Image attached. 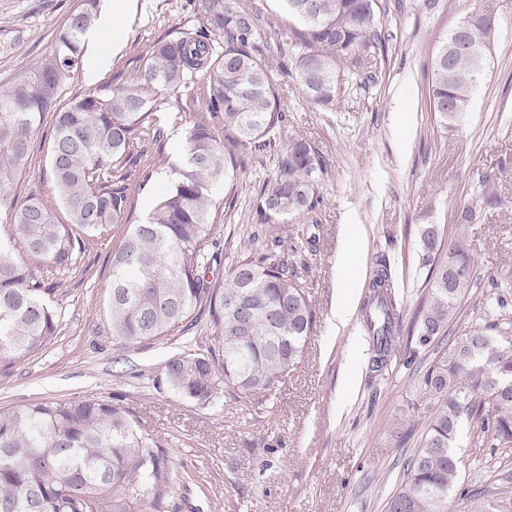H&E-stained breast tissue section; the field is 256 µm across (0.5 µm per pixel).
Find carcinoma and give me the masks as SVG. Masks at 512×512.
I'll return each mask as SVG.
<instances>
[{
	"instance_id": "carcinoma-1",
	"label": "carcinoma",
	"mask_w": 512,
	"mask_h": 512,
	"mask_svg": "<svg viewBox=\"0 0 512 512\" xmlns=\"http://www.w3.org/2000/svg\"><path fill=\"white\" fill-rule=\"evenodd\" d=\"M198 29L154 44L141 72L105 95L62 105L58 95L83 61L84 39L98 0H81L52 53L34 70L0 89V213L13 227L0 243V366L9 368L44 350L62 326V308L43 298L33 269L18 250L57 274L72 270L91 242L122 221L127 204V163L133 140L155 144L164 130L145 122L154 99L149 88L188 89L204 82L203 98L221 113L227 135L219 141L200 120L187 131L185 162L142 224L130 225L112 253L108 316L114 339L137 345L169 336L207 312L218 329L221 358L183 353L165 363L158 386L208 405L224 390L266 396L303 360L314 307L300 271L301 248L267 237L262 249L239 260L220 285L207 273L224 262L212 219L218 182L244 152L278 148L274 174L260 191L257 213L270 224L315 212L325 173L320 155L304 138L283 136L286 113L271 70L262 63L292 48L294 80L309 101L333 106L340 73L375 78L388 31L378 0H284L298 26L275 37L234 0H192ZM498 34L496 19L470 15L448 32L435 53L431 109L443 127L461 125L475 89L489 74ZM54 119L49 150L52 193L66 210H54L32 192L20 197L16 177L27 167L31 140L46 115ZM486 171L460 223L498 207ZM419 250L431 266L428 295L419 310L418 341L448 334L460 298L475 286L473 259L460 241H443L436 224L421 225ZM372 284L365 325L374 349L372 370L387 366L401 328L387 262ZM435 406L421 446L404 462V480L388 512H448L460 460L455 445L465 424L512 442V342L472 327L419 379ZM170 465L159 439L122 405L100 397L49 400L0 411V512H160Z\"/></svg>"
}]
</instances>
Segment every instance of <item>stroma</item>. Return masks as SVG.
I'll return each instance as SVG.
<instances>
[{
    "instance_id": "35a3bbf8",
    "label": "stroma",
    "mask_w": 512,
    "mask_h": 512,
    "mask_svg": "<svg viewBox=\"0 0 512 512\" xmlns=\"http://www.w3.org/2000/svg\"><path fill=\"white\" fill-rule=\"evenodd\" d=\"M390 39L376 78H341L336 105L310 103L293 81L294 61L285 54L269 65L280 88L288 131L319 152L327 172L319 185L323 204L316 213L288 219L278 231L315 235L305 275L315 303L308 349L268 397L224 393L200 406L155 387L165 362L194 350L218 347L207 318L158 341L124 346L112 337L106 301L112 282V253L128 225L145 221L176 176L188 129L206 106L187 89H150L158 102L153 125L163 140L149 155L133 159L128 204L121 224L95 241L65 276L29 259L49 294L62 307V327L50 346L0 368V410L56 399L89 396L118 402L161 439L170 459L171 482L165 512H387L403 478L404 460L418 448L429 416L416 391L413 370L426 368L452 340L474 326L498 324L512 333V287H500L512 272V0H380ZM79 0H0V86L38 67L56 45ZM490 8L500 29L487 79L476 89L460 129L448 131L429 107L432 62L449 31L468 15ZM198 25L188 0H133L121 41L107 68L92 53L60 92V102L104 93L132 79L149 48L178 38ZM52 118L33 137L32 160L21 176L22 193L52 200L48 148ZM507 175L495 190L499 208L479 223L460 225L459 215L474 198L489 165ZM277 167L273 151L242 156L233 173L235 202L224 207L218 189L216 235L224 246L225 279L236 261L257 248L252 237L265 232L256 212L263 183ZM361 225L359 281L354 312L336 325L345 225ZM440 225L447 237H461L474 259L477 284L450 320L449 335L419 345L415 317L426 292V269L418 257V229ZM386 261L401 305V331L383 373L371 370L374 355L365 330L363 304L379 261ZM413 424L403 435L400 423ZM457 453L461 476L448 497L479 493L512 512V442L502 444L463 429Z\"/></svg>"
}]
</instances>
